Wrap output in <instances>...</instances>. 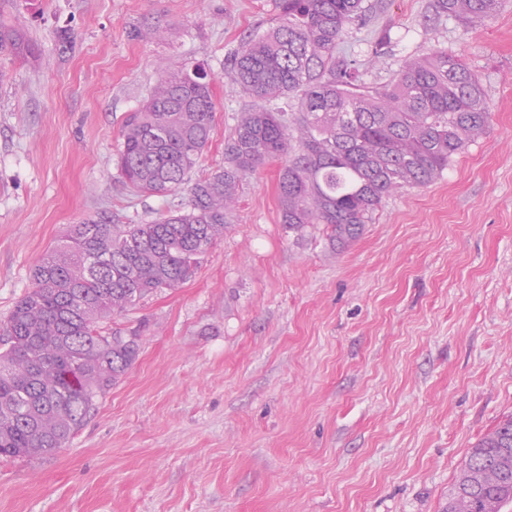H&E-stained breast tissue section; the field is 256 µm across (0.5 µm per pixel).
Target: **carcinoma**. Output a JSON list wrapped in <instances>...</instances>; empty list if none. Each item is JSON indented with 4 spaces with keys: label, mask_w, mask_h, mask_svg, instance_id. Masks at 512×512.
I'll return each mask as SVG.
<instances>
[{
    "label": "carcinoma",
    "mask_w": 512,
    "mask_h": 512,
    "mask_svg": "<svg viewBox=\"0 0 512 512\" xmlns=\"http://www.w3.org/2000/svg\"><path fill=\"white\" fill-rule=\"evenodd\" d=\"M276 25L245 39L229 77L253 98L224 140V167L197 175L215 136L212 79L163 67L121 130L119 175L138 193L169 196L144 224L88 218L70 225L30 273L29 290L0 324V456L57 455L139 355V336L101 324L145 296L189 281L224 237L243 180L280 161L281 223L304 235L323 225L334 245L356 241L384 198L436 180L481 137L491 113L478 76L445 52L405 60L391 84L369 87L336 56L365 0H278ZM502 0H434L463 23ZM35 46L0 21V53ZM296 101L288 112L282 99ZM187 200H182V195ZM512 503V416L471 449L445 512H502Z\"/></svg>",
    "instance_id": "1"
}]
</instances>
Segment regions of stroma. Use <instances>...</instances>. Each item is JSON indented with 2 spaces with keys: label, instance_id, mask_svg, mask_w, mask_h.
Masks as SVG:
<instances>
[{
  "label": "stroma",
  "instance_id": "35a3bbf8",
  "mask_svg": "<svg viewBox=\"0 0 512 512\" xmlns=\"http://www.w3.org/2000/svg\"><path fill=\"white\" fill-rule=\"evenodd\" d=\"M337 47L366 85L445 52L491 119L433 183L387 197L360 238L287 234L278 163L243 183L190 281L105 322L140 352L57 456L0 457V512H442L473 444L512 415V0L472 24L433 0H368ZM275 0H0L36 47L0 54V322L69 225L141 224L122 122L160 62L214 78L216 134L249 99L225 65ZM160 27L164 39L143 37Z\"/></svg>",
  "mask_w": 512,
  "mask_h": 512
}]
</instances>
